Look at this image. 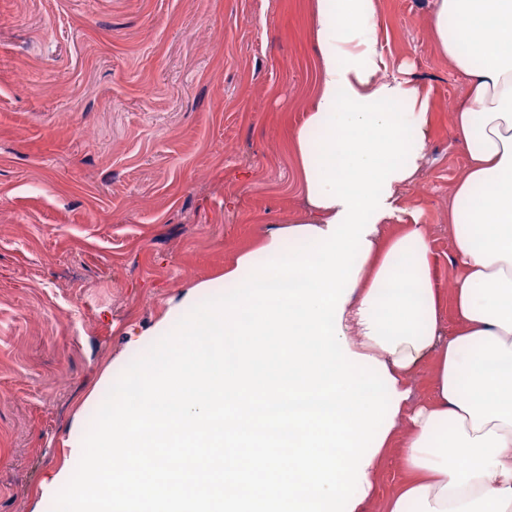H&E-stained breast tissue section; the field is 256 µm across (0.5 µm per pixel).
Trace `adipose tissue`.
<instances>
[{"instance_id": "1", "label": "adipose tissue", "mask_w": 512, "mask_h": 512, "mask_svg": "<svg viewBox=\"0 0 512 512\" xmlns=\"http://www.w3.org/2000/svg\"><path fill=\"white\" fill-rule=\"evenodd\" d=\"M374 0H311L310 35L319 49L317 79L305 118L293 127L305 214L267 232L257 246L224 268L234 287L251 263L281 257L287 247L328 228L340 211L317 192L313 142L332 115L337 83L335 49L357 55L372 37ZM432 34L442 54L467 81L451 106L457 140L468 156L454 188L448 222L455 229L452 300L434 282L435 256L419 222L387 231L403 189L416 175L393 180L386 213L367 235L357 282L339 322L357 360L376 365L393 386L399 411L383 445L404 434L406 474L388 512H512V0H435ZM374 71L359 95H396L414 107L415 140L430 138V101L410 82L385 77L380 44L370 50ZM434 359V396L411 406L410 377Z\"/></svg>"}]
</instances>
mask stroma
Wrapping results in <instances>:
<instances>
[{"instance_id": "35a3bbf8", "label": "stroma", "mask_w": 512, "mask_h": 512, "mask_svg": "<svg viewBox=\"0 0 512 512\" xmlns=\"http://www.w3.org/2000/svg\"><path fill=\"white\" fill-rule=\"evenodd\" d=\"M310 0H0V512L43 495L115 360L182 293L301 217L291 128L317 75ZM433 0H375L391 75L429 92L419 215L450 293L448 209L467 165L448 105L466 79L431 34Z\"/></svg>"}]
</instances>
